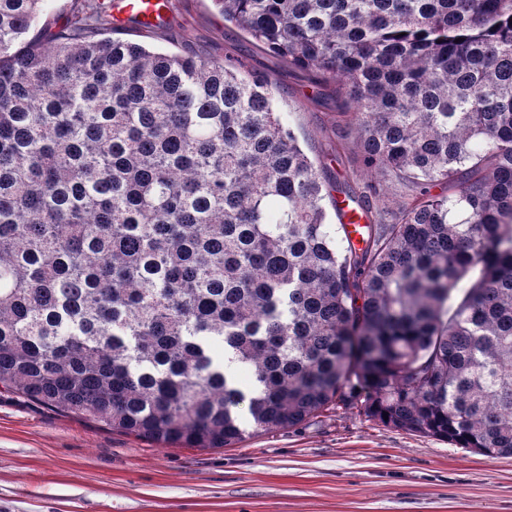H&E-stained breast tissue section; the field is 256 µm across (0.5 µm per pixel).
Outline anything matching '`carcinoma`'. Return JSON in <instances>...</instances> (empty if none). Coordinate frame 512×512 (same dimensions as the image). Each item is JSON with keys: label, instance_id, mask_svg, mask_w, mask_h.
Listing matches in <instances>:
<instances>
[{"label": "carcinoma", "instance_id": "1", "mask_svg": "<svg viewBox=\"0 0 512 512\" xmlns=\"http://www.w3.org/2000/svg\"><path fill=\"white\" fill-rule=\"evenodd\" d=\"M212 2L410 202L346 185L356 244L267 78L0 0V389L184 448L344 409L512 456V0Z\"/></svg>", "mask_w": 512, "mask_h": 512}]
</instances>
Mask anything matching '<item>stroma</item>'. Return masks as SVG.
<instances>
[{"instance_id": "35a3bbf8", "label": "stroma", "mask_w": 512, "mask_h": 512, "mask_svg": "<svg viewBox=\"0 0 512 512\" xmlns=\"http://www.w3.org/2000/svg\"><path fill=\"white\" fill-rule=\"evenodd\" d=\"M118 35L243 61L272 82L276 110L326 181L365 182L360 136L335 95L212 0H173L164 34L131 21ZM0 512H512V458L349 410L229 448L162 447L0 390Z\"/></svg>"}]
</instances>
